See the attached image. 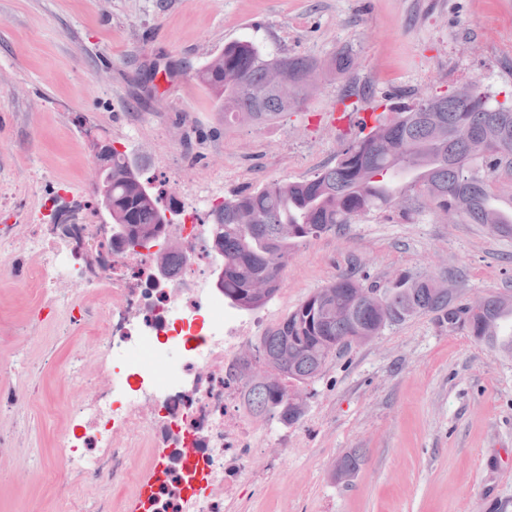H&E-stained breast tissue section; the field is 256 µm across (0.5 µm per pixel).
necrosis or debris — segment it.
I'll return each mask as SVG.
<instances>
[{
  "label": "necrosis or debris",
  "instance_id": "1",
  "mask_svg": "<svg viewBox=\"0 0 512 512\" xmlns=\"http://www.w3.org/2000/svg\"><path fill=\"white\" fill-rule=\"evenodd\" d=\"M163 236L184 244L178 272L159 274L150 252L130 256L131 272L124 275L115 270L117 252L104 225L31 224L22 235L0 227V253L9 262L39 256V265L23 270L22 283L39 288L56 315L59 339L86 330L109 380L103 389L86 386L82 353L68 364L71 377L85 386L73 403L81 447L63 449L61 460L70 483L91 491L84 512H112L96 489L129 482L131 450L142 443L166 459L169 474L146 512H229L253 444V431L238 413L239 386L228 372L254 321L226 305L208 275L215 265L210 227L197 208L183 223L165 225ZM73 282L110 287L113 304L79 303ZM38 370L24 350H15L9 376L0 380L1 448L30 445V418L14 382H33ZM187 444L201 450L194 475L179 459Z\"/></svg>",
  "mask_w": 512,
  "mask_h": 512
}]
</instances>
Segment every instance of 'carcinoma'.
Segmentation results:
<instances>
[{
    "label": "carcinoma",
    "instance_id": "obj_1",
    "mask_svg": "<svg viewBox=\"0 0 512 512\" xmlns=\"http://www.w3.org/2000/svg\"><path fill=\"white\" fill-rule=\"evenodd\" d=\"M318 64L304 56H264L248 41L224 51L197 71V79L222 102L224 122L273 121L300 101ZM437 111L422 119L410 111L377 119L349 142L336 164L313 178L270 182L224 199L210 212L212 248L224 262L216 280L224 301L246 311L276 293L294 246L376 212L406 215L407 192L420 187L435 210L469 224L512 235V211L497 201L496 177L512 179V112H499L479 88L467 86L432 97ZM112 171V223L133 240L150 241L162 224L157 197L142 188L123 153L103 158ZM465 304L448 312V294L430 275L398 274L384 284L363 285L343 275L310 294L260 338L255 354L238 359L242 406L252 417L295 423L305 403L289 393L311 382L327 360L362 331L385 328L426 313L456 331L469 314ZM465 333L474 341L512 353V296L486 297Z\"/></svg>",
    "mask_w": 512,
    "mask_h": 512
}]
</instances>
